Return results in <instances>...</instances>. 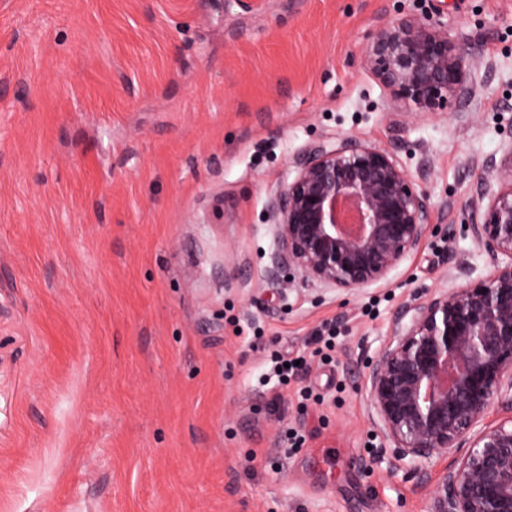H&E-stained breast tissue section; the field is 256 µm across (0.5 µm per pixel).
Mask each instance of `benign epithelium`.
<instances>
[{"label":"benign epithelium","mask_w":512,"mask_h":512,"mask_svg":"<svg viewBox=\"0 0 512 512\" xmlns=\"http://www.w3.org/2000/svg\"><path fill=\"white\" fill-rule=\"evenodd\" d=\"M365 69L414 112H446L474 92L473 65L448 26L405 17L379 27ZM269 206L277 251L268 277L325 290L385 285L423 242L434 209L396 155L354 137L298 154ZM466 231L493 271L452 290L412 298L370 364L373 421L412 467L463 448L439 477L435 512H512V418L478 427L496 403L512 405V148L485 164ZM497 180V190L490 187Z\"/></svg>","instance_id":"obj_1"}]
</instances>
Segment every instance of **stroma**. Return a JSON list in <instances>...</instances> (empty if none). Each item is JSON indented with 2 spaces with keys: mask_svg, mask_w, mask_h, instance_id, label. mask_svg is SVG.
<instances>
[{
  "mask_svg": "<svg viewBox=\"0 0 512 512\" xmlns=\"http://www.w3.org/2000/svg\"><path fill=\"white\" fill-rule=\"evenodd\" d=\"M409 15L477 68L451 111L361 63ZM347 136L431 195L426 238L387 285L280 290L269 201ZM510 149L512 0H0V512H434L450 459L395 462L369 363L403 302L492 271L464 223ZM300 360L299 366L295 365V362ZM272 366L267 374L266 383L270 382L273 377H276L278 384L286 385L291 379H296L303 365L301 357L288 358V356L275 353L271 355ZM284 363H289L290 367L286 368ZM278 368H281V372H278Z\"/></svg>",
  "mask_w": 512,
  "mask_h": 512,
  "instance_id": "obj_1",
  "label": "stroma"
}]
</instances>
